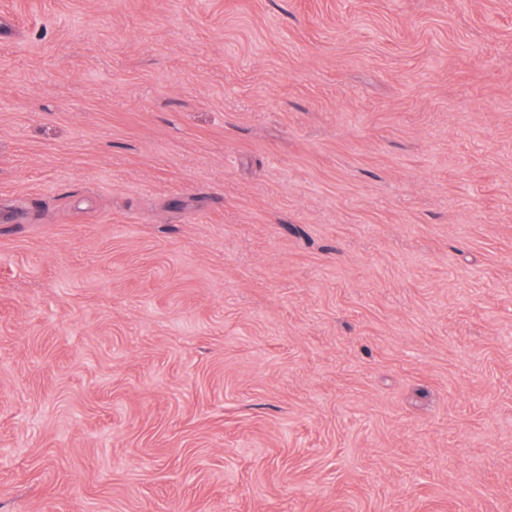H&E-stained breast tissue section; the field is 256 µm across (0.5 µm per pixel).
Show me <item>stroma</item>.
I'll use <instances>...</instances> for the list:
<instances>
[{"label":"stroma","instance_id":"obj_1","mask_svg":"<svg viewBox=\"0 0 512 512\" xmlns=\"http://www.w3.org/2000/svg\"><path fill=\"white\" fill-rule=\"evenodd\" d=\"M0 512H512V0H0Z\"/></svg>","mask_w":512,"mask_h":512}]
</instances>
